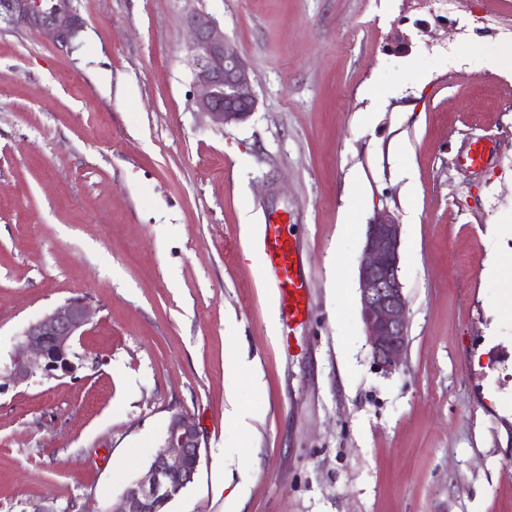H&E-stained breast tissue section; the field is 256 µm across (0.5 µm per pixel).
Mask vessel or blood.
<instances>
[{
	"label": "vessel or blood",
	"mask_w": 512,
	"mask_h": 512,
	"mask_svg": "<svg viewBox=\"0 0 512 512\" xmlns=\"http://www.w3.org/2000/svg\"><path fill=\"white\" fill-rule=\"evenodd\" d=\"M299 251V241L283 224L263 225L258 251L261 271L277 289L281 319L296 324L306 322L312 309L310 280L300 271Z\"/></svg>",
	"instance_id": "vessel-or-blood-1"
}]
</instances>
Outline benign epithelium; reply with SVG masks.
I'll return each mask as SVG.
<instances>
[{
  "label": "benign epithelium",
  "mask_w": 512,
  "mask_h": 512,
  "mask_svg": "<svg viewBox=\"0 0 512 512\" xmlns=\"http://www.w3.org/2000/svg\"><path fill=\"white\" fill-rule=\"evenodd\" d=\"M193 55V104L223 126L246 121L258 99L243 49L224 36L210 14L190 11L185 18ZM50 29L61 41L74 38L80 23L70 5L58 12ZM402 224L388 211L366 225L359 266L361 318L375 363L396 369L408 342L409 303L400 278ZM91 308L82 298L70 299L29 323L20 334L10 377L20 384L40 373L74 375L76 337L89 323ZM203 433L185 413L171 415L163 449L148 470L134 478L110 512H167V506L194 482L201 461Z\"/></svg>",
  "instance_id": "1"
}]
</instances>
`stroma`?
Here are the masks:
<instances>
[{
  "instance_id": "1",
  "label": "stroma",
  "mask_w": 512,
  "mask_h": 512,
  "mask_svg": "<svg viewBox=\"0 0 512 512\" xmlns=\"http://www.w3.org/2000/svg\"><path fill=\"white\" fill-rule=\"evenodd\" d=\"M70 6L67 43L0 12V512L117 501L176 412L206 446L168 512H512V275H484L512 268V0ZM193 9L245 52V123L192 102ZM384 209L409 301L388 373L358 278ZM281 212L312 284L289 328L242 231ZM76 297V374L10 381L24 326ZM257 419L256 413L244 414L235 399L232 396L227 397V402L224 404V422L234 425L243 434L250 436L255 431L252 422Z\"/></svg>"
}]
</instances>
